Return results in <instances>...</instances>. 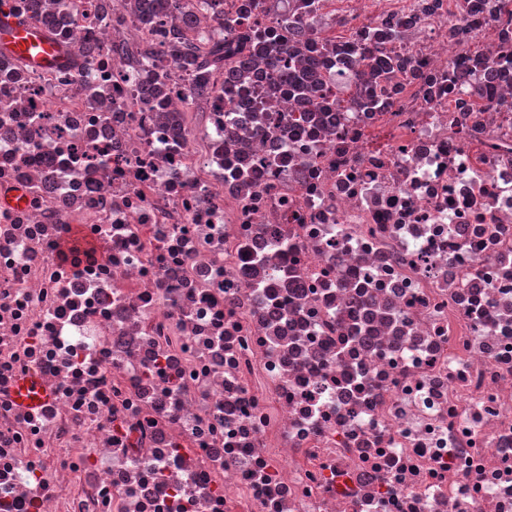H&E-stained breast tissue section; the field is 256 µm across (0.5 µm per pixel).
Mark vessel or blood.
Here are the masks:
<instances>
[{
  "mask_svg": "<svg viewBox=\"0 0 512 512\" xmlns=\"http://www.w3.org/2000/svg\"><path fill=\"white\" fill-rule=\"evenodd\" d=\"M0 47L6 48L12 55L22 59L36 71L54 69L66 61V49L49 39L38 25L10 14H0ZM89 250L94 256H102V243L87 240L80 227H72L62 241L56 258L67 263L73 257L74 250Z\"/></svg>",
  "mask_w": 512,
  "mask_h": 512,
  "instance_id": "vessel-or-blood-1",
  "label": "vessel or blood"
}]
</instances>
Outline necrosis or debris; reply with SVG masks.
<instances>
[{
	"mask_svg": "<svg viewBox=\"0 0 512 512\" xmlns=\"http://www.w3.org/2000/svg\"><path fill=\"white\" fill-rule=\"evenodd\" d=\"M134 3L0 0L76 58L0 53V512H512V16ZM254 27L314 99L275 54L191 98L173 32ZM74 249L80 250V257L82 259H85L84 256L82 255L83 251L85 250H91L95 258L102 256L104 252L103 244L100 242L87 240L84 237L82 229L79 226H72V228L69 231V234L62 241L56 253L57 260L63 263H70L74 255Z\"/></svg>",
	"mask_w": 512,
	"mask_h": 512,
	"instance_id": "obj_1",
	"label": "necrosis or debris"
}]
</instances>
